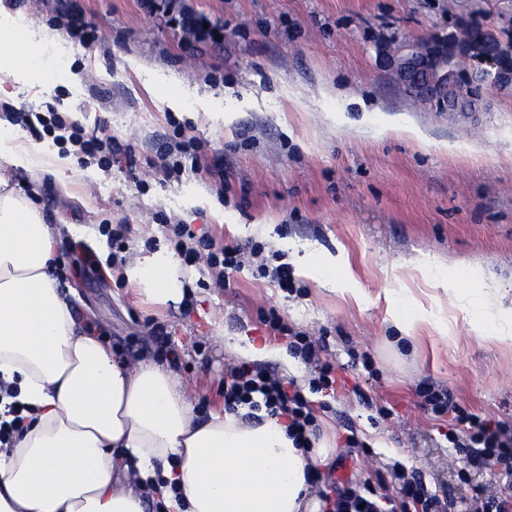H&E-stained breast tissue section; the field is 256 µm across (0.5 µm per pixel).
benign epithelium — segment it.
Segmentation results:
<instances>
[{
	"mask_svg": "<svg viewBox=\"0 0 512 512\" xmlns=\"http://www.w3.org/2000/svg\"><path fill=\"white\" fill-rule=\"evenodd\" d=\"M483 53L499 62L487 81L495 88L512 87V44L496 38L470 41L450 34L425 42L401 41L387 52L384 62L414 103L435 112H473L474 105L464 99L456 62Z\"/></svg>",
	"mask_w": 512,
	"mask_h": 512,
	"instance_id": "obj_1",
	"label": "benign epithelium"
}]
</instances>
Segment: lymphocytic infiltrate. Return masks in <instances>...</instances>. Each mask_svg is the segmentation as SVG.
Returning a JSON list of instances; mask_svg holds the SVG:
<instances>
[{
	"label": "lymphocytic infiltrate",
	"instance_id": "lymphocytic-infiltrate-1",
	"mask_svg": "<svg viewBox=\"0 0 512 512\" xmlns=\"http://www.w3.org/2000/svg\"><path fill=\"white\" fill-rule=\"evenodd\" d=\"M27 128L35 125L52 127L67 135L79 145L89 158L108 164L111 157L124 156L128 163H135L132 143L103 144L97 136H84L82 128L57 115L32 119L23 118ZM162 229L172 248L187 262H205L212 270L216 284H224L230 275L247 266H256L260 277L269 279L285 292H292L294 278L291 267L282 263L279 252H266L262 243L248 241L226 245L216 239L195 236L190 225L164 222ZM270 335L285 337L288 349L300 358L308 369L307 385L296 380H284L279 374L257 365L228 364L224 373V409L238 412L240 407L265 411L270 417L288 420V436L295 447H312L320 434L315 405L309 392L334 389L336 366L323 356L322 338L309 332L294 329L275 310L260 316ZM427 409L437 417L448 420V440L464 464L489 470L493 473L499 490L486 494L476 489L472 498L473 512H512V425L481 418L462 407L453 392L442 386L428 384L419 391ZM323 512H448L447 502L431 494L421 471L398 475L391 493H383L370 483L349 482L337 493H325Z\"/></svg>",
	"mask_w": 512,
	"mask_h": 512
}]
</instances>
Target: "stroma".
<instances>
[{
	"instance_id": "1",
	"label": "stroma",
	"mask_w": 512,
	"mask_h": 512,
	"mask_svg": "<svg viewBox=\"0 0 512 512\" xmlns=\"http://www.w3.org/2000/svg\"><path fill=\"white\" fill-rule=\"evenodd\" d=\"M37 35L65 36L66 52L46 58L49 83L6 79L12 97L0 118L18 142L30 133L19 112L78 113L86 131L132 141L139 165L82 163L77 146L52 132L37 139L48 154L69 158L63 175L26 173L0 160L15 192L42 207L48 223L82 228L67 238L57 269L75 291L81 324L114 352L170 365L187 382L199 419L223 408L225 366L244 362L233 341L263 340V310L289 326L323 335L336 364L333 393H317L318 445L342 465L340 480L359 472L341 457L347 435L370 448L371 478L422 471L430 492L451 512H466L474 489L494 491L490 472L467 478L448 467V422L432 416L416 392L421 382L449 387L472 412L512 425V349L482 340L463 321L439 269H479L512 301V89H491L469 117L451 119L417 106L392 83L379 50L400 40L445 35L471 23L512 42V0H179L206 16L219 40H190L145 0H0ZM107 33L82 45L66 35L73 15ZM170 74L186 91L232 88L223 108L232 121L186 109L171 112L145 83ZM420 130L405 135L403 126ZM195 137L207 164L223 178L185 168L161 180L149 164L178 133ZM190 224L227 244L256 240L283 251L296 292L257 278L249 267L229 287L213 284L205 263L181 265L192 307L157 303L137 293L122 269L88 263L83 246L100 225L126 224L136 242L158 239L156 214ZM347 261L362 292L355 301L300 271L311 254ZM415 296L447 319L448 333L424 326L402 340L388 297Z\"/></svg>"
}]
</instances>
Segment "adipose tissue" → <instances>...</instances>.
<instances>
[{
    "label": "adipose tissue",
    "instance_id": "obj_1",
    "mask_svg": "<svg viewBox=\"0 0 512 512\" xmlns=\"http://www.w3.org/2000/svg\"><path fill=\"white\" fill-rule=\"evenodd\" d=\"M61 37L31 47L28 38L0 33V70L33 67ZM0 159L14 169L67 163L35 143L0 138ZM74 225H50L42 211L17 197L0 176V382L27 406L24 429L0 448V512H312L307 482L326 448L301 449L284 419L248 422L217 410L197 420L186 383L170 367L115 355L99 333L81 328L55 275L58 244ZM306 276L326 287L346 285L359 299L349 267L330 255L305 259ZM141 294L182 300L178 264L156 252L125 270ZM402 333L430 323L448 325L417 300L389 303ZM471 329L512 348V306L498 289L459 296Z\"/></svg>",
    "mask_w": 512,
    "mask_h": 512
}]
</instances>
